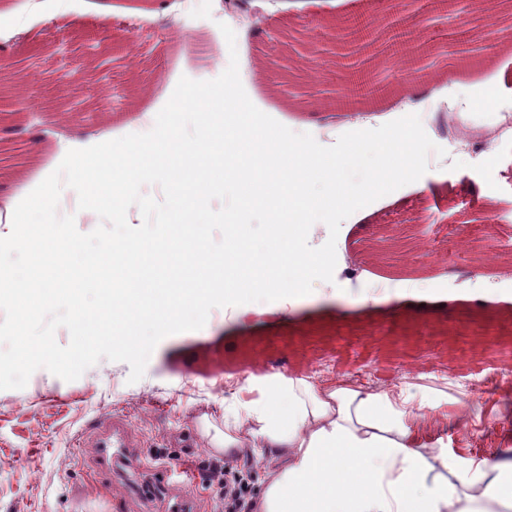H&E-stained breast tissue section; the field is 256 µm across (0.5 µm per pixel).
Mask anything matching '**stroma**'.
Listing matches in <instances>:
<instances>
[{
	"label": "stroma",
	"instance_id": "stroma-1",
	"mask_svg": "<svg viewBox=\"0 0 512 512\" xmlns=\"http://www.w3.org/2000/svg\"><path fill=\"white\" fill-rule=\"evenodd\" d=\"M251 2L261 18L235 35L240 79L258 109L310 134L329 121L345 133L402 117L408 77L385 65L386 43L336 54L335 23L352 13L353 0ZM495 3L484 0L466 24L486 46L468 61L435 15L374 0L376 13L400 17L406 62L436 90L420 97L418 113H434L439 93L484 100L491 81L508 84L497 103L512 108V28ZM223 12L224 0H41L35 10L29 0H0V65L39 76L0 102V207L58 167L72 136L63 120L119 138L140 132L180 77H219L202 50L224 43ZM128 39L132 58L123 49ZM315 47L323 73L315 92L335 99L361 68L382 103L358 117L316 110L311 96L282 90L283 72L298 70ZM428 165L419 180L372 202L367 222H342L337 266L363 275L358 291L319 281L286 314L245 324L233 308L214 309L202 329L162 339L134 383L127 363L103 359L71 382L40 369L24 388L0 390V512H72L78 498L86 512H112L126 484L100 482L81 436L115 415L138 435L145 458L191 471L197 512H220L200 482L213 452L197 419L223 420L226 399L258 361L317 384L441 390L449 399L432 436L444 438L449 455L499 460L512 449V353L488 345L473 324L487 322L512 343V141L477 164L432 153Z\"/></svg>",
	"mask_w": 512,
	"mask_h": 512
}]
</instances>
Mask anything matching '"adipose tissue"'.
Returning <instances> with one entry per match:
<instances>
[{"mask_svg":"<svg viewBox=\"0 0 512 512\" xmlns=\"http://www.w3.org/2000/svg\"><path fill=\"white\" fill-rule=\"evenodd\" d=\"M447 396L405 384L374 391L253 371L210 447L264 469L253 512H512V458H449L422 430Z\"/></svg>","mask_w":512,"mask_h":512,"instance_id":"obj_1","label":"adipose tissue"}]
</instances>
